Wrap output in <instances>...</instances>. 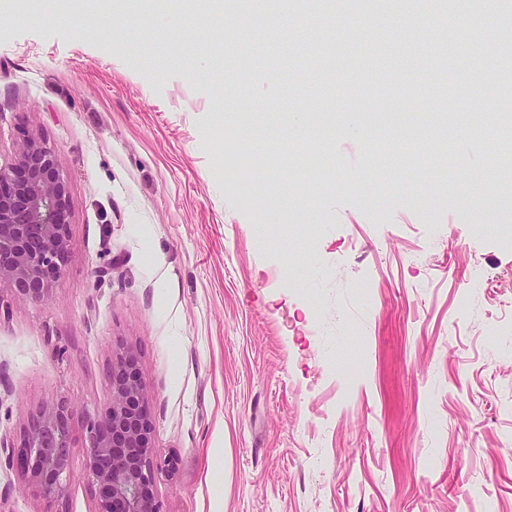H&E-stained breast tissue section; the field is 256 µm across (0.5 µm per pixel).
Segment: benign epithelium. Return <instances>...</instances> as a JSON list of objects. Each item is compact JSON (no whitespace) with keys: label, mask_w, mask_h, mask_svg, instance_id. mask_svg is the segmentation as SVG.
<instances>
[{"label":"benign epithelium","mask_w":512,"mask_h":512,"mask_svg":"<svg viewBox=\"0 0 512 512\" xmlns=\"http://www.w3.org/2000/svg\"><path fill=\"white\" fill-rule=\"evenodd\" d=\"M71 198L58 156L27 135L13 162L0 165V286L34 302L50 298L70 253ZM112 397L85 422L84 469L93 512H162L156 472H174L173 456L154 458V425L136 352L109 367ZM75 448L73 412L59 401L40 407L19 440L0 439V455L45 498L68 490Z\"/></svg>","instance_id":"obj_1"}]
</instances>
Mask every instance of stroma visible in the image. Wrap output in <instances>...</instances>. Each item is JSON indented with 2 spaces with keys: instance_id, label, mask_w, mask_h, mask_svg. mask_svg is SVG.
<instances>
[{
  "instance_id": "1",
  "label": "stroma",
  "mask_w": 512,
  "mask_h": 512,
  "mask_svg": "<svg viewBox=\"0 0 512 512\" xmlns=\"http://www.w3.org/2000/svg\"><path fill=\"white\" fill-rule=\"evenodd\" d=\"M195 2L0 0V163L38 136L72 209L51 298L0 288V438L65 400L77 440L0 512H92L130 348L163 512H512V0L450 48L461 0Z\"/></svg>"
}]
</instances>
